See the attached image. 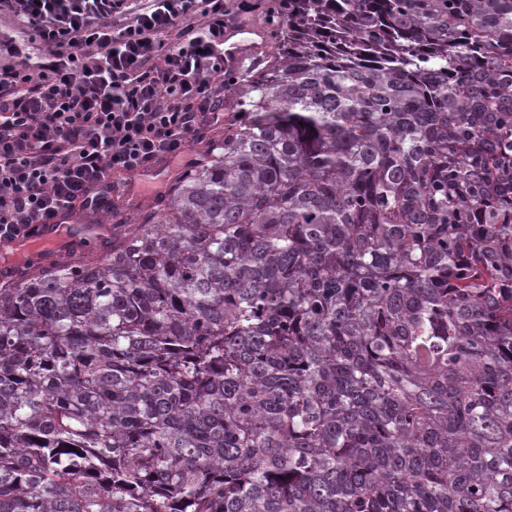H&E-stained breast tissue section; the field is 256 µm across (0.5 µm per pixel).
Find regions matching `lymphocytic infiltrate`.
<instances>
[{"mask_svg":"<svg viewBox=\"0 0 512 512\" xmlns=\"http://www.w3.org/2000/svg\"><path fill=\"white\" fill-rule=\"evenodd\" d=\"M263 0H0V241L108 211L113 171L224 121L226 18Z\"/></svg>","mask_w":512,"mask_h":512,"instance_id":"1","label":"lymphocytic infiltrate"}]
</instances>
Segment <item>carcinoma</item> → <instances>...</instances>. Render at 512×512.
Here are the masks:
<instances>
[{"instance_id":"carcinoma-1","label":"carcinoma","mask_w":512,"mask_h":512,"mask_svg":"<svg viewBox=\"0 0 512 512\" xmlns=\"http://www.w3.org/2000/svg\"><path fill=\"white\" fill-rule=\"evenodd\" d=\"M224 129L0 272V512H512V0H293Z\"/></svg>"}]
</instances>
